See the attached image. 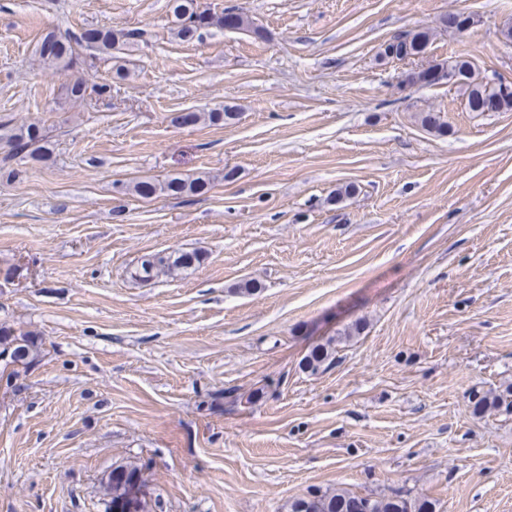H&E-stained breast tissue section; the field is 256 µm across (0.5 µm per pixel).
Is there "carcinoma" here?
Returning <instances> with one entry per match:
<instances>
[{"mask_svg":"<svg viewBox=\"0 0 512 512\" xmlns=\"http://www.w3.org/2000/svg\"><path fill=\"white\" fill-rule=\"evenodd\" d=\"M173 22L177 34L189 38L202 30L212 28L220 30H241L258 39L265 37L264 29L255 24L253 19L239 6L216 14L202 10L196 0H169ZM450 13L440 18L435 27H420L394 36L384 44L380 57L384 60H411L424 57L437 30L454 28ZM93 38L87 39L84 33L54 31L48 32L38 46L42 69L48 71H75L84 50L93 49L100 54L114 56L122 49L142 37L138 30L112 28H92ZM453 71L454 84L466 93L467 108L471 112H482L489 97L497 98L496 111L512 112V90L503 92L494 86L492 80L481 74L475 63L469 58L458 55L449 59L435 60L427 66L409 71L405 81L410 86H430V74ZM112 86L108 83H89L82 75L64 88V96L70 100H86L94 95L111 96ZM237 118L234 107L226 105L220 110L209 112H185L177 117L182 125H196L200 122L226 125ZM420 122L429 131L443 136L450 132L448 122L440 114L425 112L420 115ZM47 133L37 124L17 125L11 120H0V172L12 179L20 175L21 170L13 164L24 159L38 161L47 152ZM210 187L206 176L180 177L170 176L163 181L150 178L135 181L131 191L143 199H150L160 194L174 197L203 194ZM202 262L196 251L169 250L151 254L140 261L131 273L138 281H148L158 274L176 276ZM43 340L30 332H20L13 325L0 323V379L7 382L17 381L24 375L42 354ZM336 359V339L330 338L323 344L314 346L301 362L302 370L316 374L326 370ZM473 410L479 414L485 410L512 411V388L499 393L485 395L473 403ZM146 484L141 468L135 465H119L112 469L107 479L108 503H115L124 498L129 484L133 481ZM288 512H436L435 503L421 498L412 500L400 489L388 495H359L345 489L322 491L311 489L306 494L293 498L288 504Z\"/></svg>","mask_w":512,"mask_h":512,"instance_id":"1","label":"carcinoma"}]
</instances>
